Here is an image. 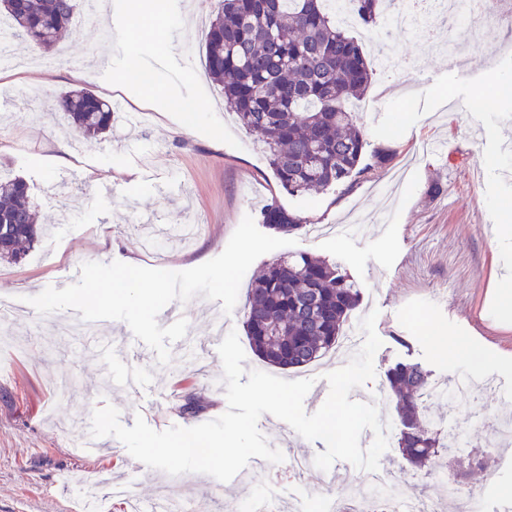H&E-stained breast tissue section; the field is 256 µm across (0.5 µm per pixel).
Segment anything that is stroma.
Here are the masks:
<instances>
[{"instance_id":"35a3bbf8","label":"stroma","mask_w":512,"mask_h":512,"mask_svg":"<svg viewBox=\"0 0 512 512\" xmlns=\"http://www.w3.org/2000/svg\"><path fill=\"white\" fill-rule=\"evenodd\" d=\"M107 3L95 18L78 13L63 34L60 48L79 50L77 61L27 67L21 80L0 82V101L8 103L0 110V175L26 179L54 245L48 255L40 241L21 262L0 263V292L17 303L14 316L0 322V512H83L78 485L90 479L102 484L97 512H132L161 494L195 501L200 512H236L243 495L256 490L275 491L300 512H321L319 495L284 480L281 463L248 464L243 476L221 484L206 474L149 468L112 436L102 449H87L84 437L93 410L106 404L118 408L123 425L140 415L157 431L193 427L226 410L224 390L210 384L223 374L221 361L195 356L218 317L225 330L236 331L249 371L320 379L345 358L327 356L302 370L269 366L249 350L239 311L224 314L220 302L198 295L179 305L188 331L170 344V362L158 364L149 348L135 362L149 373L152 390L117 388L95 352L57 335L27 303L86 262L148 267L140 242L159 226L168 270L201 265L224 251L244 216L259 218L272 202L307 225L343 224L355 211L365 216L351 237L315 238L306 229L293 235L295 251L336 262L357 281L354 318L378 314L375 377L353 389L351 400L376 404L393 421L395 401L383 390L387 368L411 360L432 379L456 377L467 360L443 357L431 336L465 337L486 353L485 372L502 388L475 401L445 399L433 410L460 425L466 452L483 453L482 416L512 418V320H501L493 303L497 281L512 276V240L499 235L503 208L512 202V181L503 174L512 157L498 152L499 143L512 142V39L505 28L490 20L474 31L427 15L426 25L463 49L461 71L452 74L447 53L432 52L415 30L397 29L386 39L385 17L355 24L349 34L367 56L389 41L399 48L395 70L373 76L365 94L371 108L355 115L367 153L382 150L388 159L326 191L291 194L278 185L261 137L225 111L221 89L205 72L203 33L212 0H186L180 15L166 10L159 25L135 26L121 46L114 25L122 0ZM495 47L502 53L491 73L485 62ZM114 52L126 69L101 81L97 63ZM159 59L177 62V73L156 71L148 86L127 82L126 70ZM75 88L124 105L114 115L116 136L87 151L70 149L61 134L65 119L55 109L56 95ZM65 149L70 163H57ZM190 396L205 404L198 415L181 412ZM258 427L287 456L326 449L267 413ZM399 432L396 426L389 432L380 469L420 492L440 490L437 475H417L403 459ZM459 482L483 485L482 512H496L503 487L512 485V446L495 449L487 467Z\"/></svg>"}]
</instances>
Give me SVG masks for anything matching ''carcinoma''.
<instances>
[{
	"mask_svg": "<svg viewBox=\"0 0 512 512\" xmlns=\"http://www.w3.org/2000/svg\"><path fill=\"white\" fill-rule=\"evenodd\" d=\"M358 19L376 22L377 0H351ZM80 0H0L12 37L35 48L55 46L73 23ZM205 69L224 92V108L262 137L283 189H325L356 172L366 141L347 104L368 89L373 64L336 23L328 0H218L205 33ZM68 125L87 139L112 130L114 109L87 90L56 97ZM261 223L292 234L302 218L271 203ZM30 187L0 181V260L20 262L42 236ZM360 301L355 281L329 261L305 252L283 256L256 276L243 308L254 354L280 368L306 367L338 342ZM397 394L398 445L419 470L442 465L444 443L424 392L431 374L400 361L386 370Z\"/></svg>",
	"mask_w": 512,
	"mask_h": 512,
	"instance_id": "obj_1",
	"label": "carcinoma"
}]
</instances>
